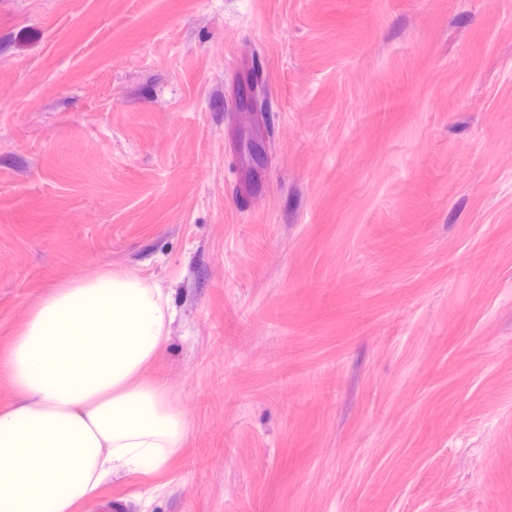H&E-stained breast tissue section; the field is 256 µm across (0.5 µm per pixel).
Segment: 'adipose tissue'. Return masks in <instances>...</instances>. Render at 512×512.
<instances>
[{"label":"adipose tissue","instance_id":"obj_1","mask_svg":"<svg viewBox=\"0 0 512 512\" xmlns=\"http://www.w3.org/2000/svg\"><path fill=\"white\" fill-rule=\"evenodd\" d=\"M169 298L123 268L52 289L5 361L0 512H74L108 478L164 470L190 424L152 372L168 340Z\"/></svg>","mask_w":512,"mask_h":512}]
</instances>
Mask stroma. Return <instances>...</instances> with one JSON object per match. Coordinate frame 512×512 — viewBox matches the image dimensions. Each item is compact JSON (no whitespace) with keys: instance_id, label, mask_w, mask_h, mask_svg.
I'll return each mask as SVG.
<instances>
[{"instance_id":"35a3bbf8","label":"stroma","mask_w":512,"mask_h":512,"mask_svg":"<svg viewBox=\"0 0 512 512\" xmlns=\"http://www.w3.org/2000/svg\"><path fill=\"white\" fill-rule=\"evenodd\" d=\"M0 67V358L109 267L175 312L190 435L101 497L512 512V0H0Z\"/></svg>"}]
</instances>
